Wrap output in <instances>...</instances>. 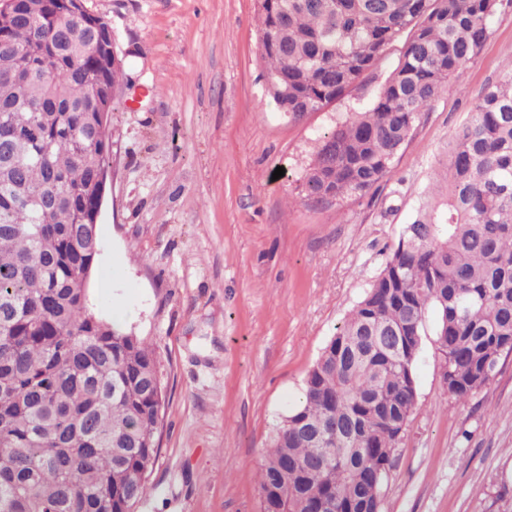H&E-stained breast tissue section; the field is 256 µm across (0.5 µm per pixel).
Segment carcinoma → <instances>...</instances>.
I'll use <instances>...</instances> for the list:
<instances>
[{
	"instance_id": "carcinoma-1",
	"label": "carcinoma",
	"mask_w": 512,
	"mask_h": 512,
	"mask_svg": "<svg viewBox=\"0 0 512 512\" xmlns=\"http://www.w3.org/2000/svg\"><path fill=\"white\" fill-rule=\"evenodd\" d=\"M267 93L294 119L358 84L405 37L366 110L323 136L305 197L386 177L418 116L461 86L503 0H258ZM41 51L30 52L34 39ZM81 14L20 0L0 15V512H134L150 493L163 390L151 345L95 314L93 222L112 151L99 87L117 91ZM437 189L336 329L257 473L263 512H380L416 402L424 314L459 402L512 353V69L455 130Z\"/></svg>"
}]
</instances>
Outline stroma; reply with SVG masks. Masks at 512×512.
Instances as JSON below:
<instances>
[{"label": "stroma", "instance_id": "1", "mask_svg": "<svg viewBox=\"0 0 512 512\" xmlns=\"http://www.w3.org/2000/svg\"><path fill=\"white\" fill-rule=\"evenodd\" d=\"M87 6L110 23L128 78L111 115L90 300L154 346L164 390L135 512H261L256 473L277 425L412 221L473 99L512 67V6L391 173L325 205L303 192L311 159L327 130L374 101L401 42L343 98L293 119L266 90L258 0ZM436 322L427 310L416 407L381 510L512 512V355L458 402L441 380Z\"/></svg>", "mask_w": 512, "mask_h": 512}]
</instances>
